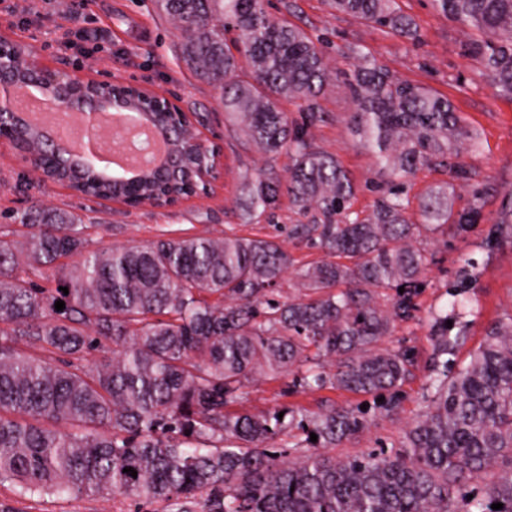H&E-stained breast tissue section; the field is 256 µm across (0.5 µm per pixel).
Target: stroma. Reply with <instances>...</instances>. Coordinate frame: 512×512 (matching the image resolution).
<instances>
[{
	"instance_id": "1",
	"label": "stroma",
	"mask_w": 512,
	"mask_h": 512,
	"mask_svg": "<svg viewBox=\"0 0 512 512\" xmlns=\"http://www.w3.org/2000/svg\"><path fill=\"white\" fill-rule=\"evenodd\" d=\"M274 14H287L290 22L310 36L328 40L333 67L349 69L346 45L357 43L371 52L396 77L423 85L447 96L465 124L479 136V148L463 155L475 171L471 185L454 188V207L468 208L481 197L483 218L470 232L437 233L420 239L427 255L424 287L417 297L413 320L399 323L383 346L413 349L419 360L432 352L429 313L446 308L447 285L465 264L478 273L470 291L476 314L455 348L454 359L468 360L487 332L512 320V243L496 249L479 241L512 202V98L500 95L483 74L479 56L464 43L462 26L437 12L431 0H398L401 12L413 19L420 35L413 42L387 29L331 10L326 0H272ZM0 38L24 45L27 54L47 66L94 73L111 80H135L176 96L190 118H203L201 132L223 151L224 178L209 194L197 195L165 209L130 208L118 202L76 195L66 187L38 181L0 142V213L32 206H58L88 224L92 246L144 245L157 238L219 236L231 227L243 236L273 234V226L244 223L235 201L246 173L264 163L263 155L245 145L232 117L224 112L219 93L197 78L178 58L177 33L156 12L151 0H0ZM327 117L312 127L316 144L336 155L358 186L357 209L370 208L382 181L374 159L353 146L347 121L354 106L342 83H334L321 101ZM425 372L415 369L403 385L404 399L392 415L374 418L331 456H354L373 448H400L404 432L423 407ZM284 381L252 388L248 406L262 411L279 404L316 410L330 399L340 406L358 404L359 398L340 390L284 393Z\"/></svg>"
}]
</instances>
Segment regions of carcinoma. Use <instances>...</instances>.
Returning <instances> with one entry per match:
<instances>
[{
  "instance_id": "obj_1",
  "label": "carcinoma",
  "mask_w": 512,
  "mask_h": 512,
  "mask_svg": "<svg viewBox=\"0 0 512 512\" xmlns=\"http://www.w3.org/2000/svg\"><path fill=\"white\" fill-rule=\"evenodd\" d=\"M326 2L418 37L397 0ZM432 3L472 31L484 76L511 97L512 0ZM157 8L180 33V59L219 91L245 143L269 156L288 152L287 179L271 165L245 176L247 222H271L284 195L307 222L265 237L226 231L91 248L88 225L69 211H7L0 484L22 499L99 497L112 512H512V319L452 367L447 321L464 328L475 314L467 289L477 274L464 267L446 309L430 313L425 406L401 449L326 455L367 427L358 407L245 408L251 384L288 376L289 389L348 391L388 414L399 407L416 360L376 344L417 310L426 266L418 239L450 224L467 231L481 218L479 197L456 212L448 192L472 180L460 156L476 134L448 97L395 77L359 45L348 48L353 70H334L327 46L275 16L270 0H157ZM226 20L237 31L231 46ZM337 79L354 104L355 145L387 176L368 211L354 209L355 182L310 133ZM285 102L298 104L302 121L288 117ZM423 166L447 170L449 182L425 193L415 224L407 182ZM171 192L187 194L185 183L91 184L87 194ZM511 230L510 208L483 247ZM282 233L323 253L296 270L297 294L288 297L279 282L295 260Z\"/></svg>"
}]
</instances>
